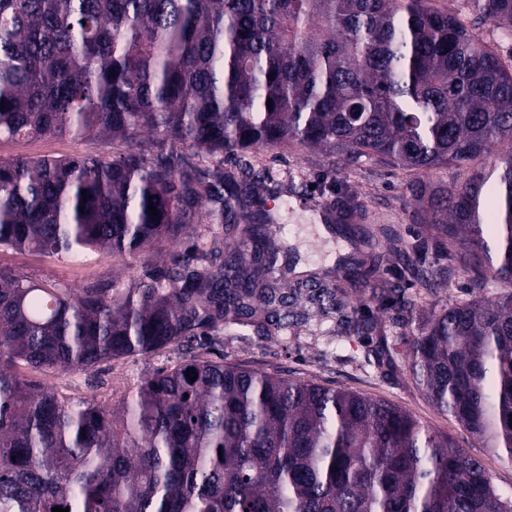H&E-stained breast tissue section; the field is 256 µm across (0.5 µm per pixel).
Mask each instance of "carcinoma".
<instances>
[{"label": "carcinoma", "instance_id": "1", "mask_svg": "<svg viewBox=\"0 0 512 512\" xmlns=\"http://www.w3.org/2000/svg\"><path fill=\"white\" fill-rule=\"evenodd\" d=\"M461 3L512 36V0ZM1 102L0 138L120 145L0 158V249L141 270L74 291L0 269V512H512L448 435L346 388L198 354L104 405L19 373L205 349L248 322L275 333L301 298L339 314L341 281L276 276L265 199L295 189L259 167L264 148L468 169L406 184L434 232L414 249L448 264H408L391 288H433L456 265L473 290L512 283V70L457 15L432 0H0ZM360 212L351 198L325 217L347 235ZM414 308L398 301L399 326ZM408 360L436 409L512 458L511 292L442 307Z\"/></svg>", "mask_w": 512, "mask_h": 512}]
</instances>
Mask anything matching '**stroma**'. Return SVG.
<instances>
[{
  "instance_id": "35a3bbf8",
  "label": "stroma",
  "mask_w": 512,
  "mask_h": 512,
  "mask_svg": "<svg viewBox=\"0 0 512 512\" xmlns=\"http://www.w3.org/2000/svg\"><path fill=\"white\" fill-rule=\"evenodd\" d=\"M108 142L87 138L39 137L29 140L0 139V158L84 155L107 156ZM260 163L275 180L292 182L297 189L288 204L268 198L284 227L274 244L287 253L291 265L305 266L308 273L322 277L336 275L344 268L366 261L369 249L359 236L345 239L338 234L321 237L313 228L321 223L319 201H333L338 190L356 193L368 209V224L384 225L387 233L403 237L409 243L420 241L425 225L415 223V213L424 212L425 202L411 199L406 184L409 171L369 160L346 164L340 157L322 151L279 147L261 150ZM0 269L21 273L44 285H62L79 289L97 281L130 283L131 268L113 262L97 252L77 257H47L30 251H0ZM396 270L385 275L356 276L347 283L346 315L366 318L375 325L372 336H334L331 324H319L317 317L285 332L264 335L250 325L239 327L231 336L205 350L208 359L244 368L278 374L291 379L309 380L327 387H342L374 398L388 400L403 408L429 428L446 434L460 448L479 457L494 488L512 498V458L482 443L454 418L437 410L424 391L413 381L407 360V345L398 341L395 322L398 310L394 297L381 293L380 287L395 282ZM405 297L414 299L417 319H427L431 310L443 305L471 300L467 273L455 271L447 286L426 290L409 288ZM393 344L389 364L374 366L367 357L380 339ZM188 350H161L136 358L105 361L86 372L46 374L23 370L25 379L49 385L71 400L93 395L111 403L132 384L170 367L188 357Z\"/></svg>"
}]
</instances>
